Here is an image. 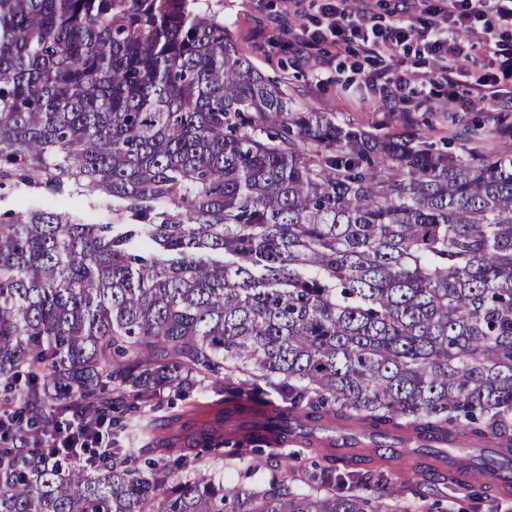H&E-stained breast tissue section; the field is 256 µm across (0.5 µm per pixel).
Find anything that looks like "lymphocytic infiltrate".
I'll return each instance as SVG.
<instances>
[{"mask_svg":"<svg viewBox=\"0 0 512 512\" xmlns=\"http://www.w3.org/2000/svg\"><path fill=\"white\" fill-rule=\"evenodd\" d=\"M322 16L314 28L295 25L288 33L287 48L302 61L324 65V46L345 47L359 44L375 60L376 67L363 79L367 94L388 88L401 92L410 80L400 66L401 52L411 45H420L441 62L440 79L449 94L438 103L439 108L454 106L458 78L466 66L468 55L462 42L477 34V24L487 12H494L497 23L512 28V0H385L390 15L388 25H379L372 11L351 15L348 0H316ZM512 100V56L494 59L492 67L471 88L468 108L483 105L486 99ZM105 433L96 423L86 421L54 429L48 444L67 451L71 461L86 460L85 449L92 443L103 441Z\"/></svg>","mask_w":512,"mask_h":512,"instance_id":"f902f5d3","label":"lymphocytic infiltrate"}]
</instances>
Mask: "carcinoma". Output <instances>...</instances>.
Returning <instances> with one entry per match:
<instances>
[{"mask_svg": "<svg viewBox=\"0 0 512 512\" xmlns=\"http://www.w3.org/2000/svg\"><path fill=\"white\" fill-rule=\"evenodd\" d=\"M0 380L8 459L63 416L123 431L147 402L225 377L227 415L277 389L288 429L415 443L425 512L444 447L512 462V151L452 156L295 109L208 0H0ZM95 197L109 218L70 204ZM116 391L114 399L108 390ZM218 428L0 467V512H389L376 449L298 493L273 471L202 475Z\"/></svg>", "mask_w": 512, "mask_h": 512, "instance_id": "carcinoma-1", "label": "carcinoma"}]
</instances>
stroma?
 I'll list each match as a JSON object with an SVG mask.
<instances>
[{
    "label": "stroma",
    "instance_id": "obj_1",
    "mask_svg": "<svg viewBox=\"0 0 512 512\" xmlns=\"http://www.w3.org/2000/svg\"><path fill=\"white\" fill-rule=\"evenodd\" d=\"M213 10L223 18L240 53L268 77L285 84L291 98L303 107L332 115L337 123L352 125L384 137L405 131H414L424 141L436 148L458 155L468 148L458 134L473 129L491 150L512 148V104L489 103L472 112H431L426 99L432 90V78L438 63L424 55L419 46H411L401 55L403 66L414 73L415 90L410 96V109L391 112L383 106L360 110L358 94L361 79L371 63L358 47L333 58L331 64L313 71L303 65L295 55L280 54L255 40L254 30H268L286 26L288 17L283 0H211ZM224 398L222 382L207 380L198 383L186 394L179 395L165 388L152 399L141 404L136 421L147 418L171 419L188 411H198L214 406ZM312 457L299 446L278 450L277 454L264 456L262 469L255 475V482H265L270 472L287 468L296 480L297 490H304L300 477L310 469Z\"/></svg>",
    "mask_w": 512,
    "mask_h": 512
}]
</instances>
